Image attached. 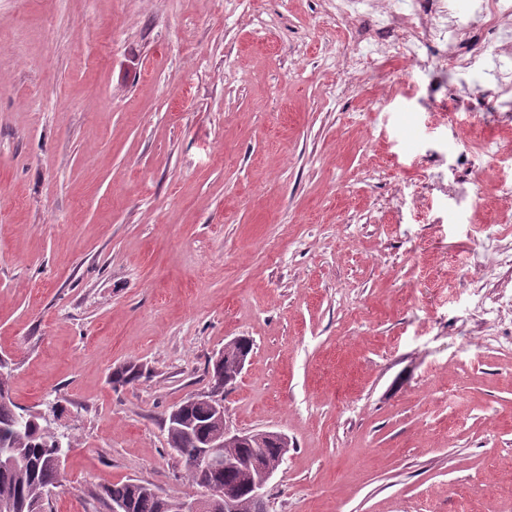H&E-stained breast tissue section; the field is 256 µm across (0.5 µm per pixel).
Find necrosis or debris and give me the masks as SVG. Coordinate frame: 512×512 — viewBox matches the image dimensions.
I'll use <instances>...</instances> for the list:
<instances>
[{"mask_svg":"<svg viewBox=\"0 0 512 512\" xmlns=\"http://www.w3.org/2000/svg\"><path fill=\"white\" fill-rule=\"evenodd\" d=\"M338 17L369 16L371 23L359 36L358 47L343 53L339 70L344 78L375 69L378 64L397 60L404 64L402 82L413 73L430 76L429 98L451 99L449 74L480 75L479 93L512 100V0H475L471 15H462L456 0H398L397 8L385 0H332ZM497 47L498 61L487 64L477 42ZM481 184L495 187L499 201L512 205V183L497 180L494 169L474 168L469 180L444 184V191L469 195L472 208L485 205L478 192Z\"/></svg>","mask_w":512,"mask_h":512,"instance_id":"4bbe7bcc","label":"necrosis or debris"}]
</instances>
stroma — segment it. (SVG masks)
<instances>
[{
	"label": "stroma",
	"instance_id": "obj_1",
	"mask_svg": "<svg viewBox=\"0 0 512 512\" xmlns=\"http://www.w3.org/2000/svg\"><path fill=\"white\" fill-rule=\"evenodd\" d=\"M366 21L331 0H0V357L14 402L62 410L46 512L103 490L204 488L168 445L174 406L246 336L225 396L292 447L268 512H512V270L467 276L512 208L421 180L501 100L381 65L336 94ZM139 366L135 384L112 373Z\"/></svg>",
	"mask_w": 512,
	"mask_h": 512
}]
</instances>
